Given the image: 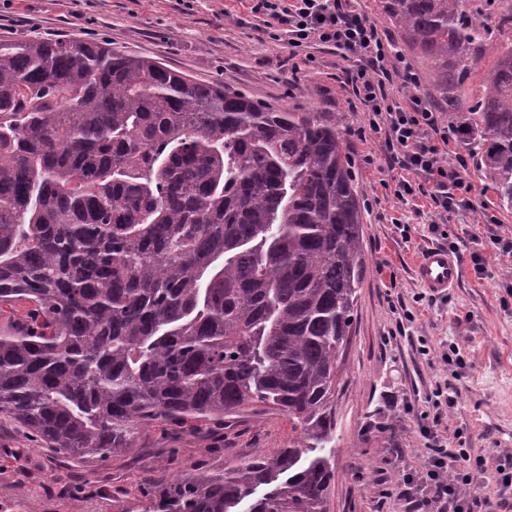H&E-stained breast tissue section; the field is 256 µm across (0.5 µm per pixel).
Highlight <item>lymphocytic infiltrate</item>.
I'll return each mask as SVG.
<instances>
[{"label": "lymphocytic infiltrate", "instance_id": "lymphocytic-infiltrate-1", "mask_svg": "<svg viewBox=\"0 0 512 512\" xmlns=\"http://www.w3.org/2000/svg\"><path fill=\"white\" fill-rule=\"evenodd\" d=\"M246 2L270 34H287L290 47L327 45L352 59L346 81L367 117L356 136L363 141L383 134V153L390 168L400 172L396 197L423 198L444 212L473 208L478 191L457 151L463 127L442 123L434 105L421 95L402 102L392 96L391 85L416 84V75L406 66L391 67L389 36L357 9L356 0ZM421 433L431 442L432 456L417 512H503L512 474L490 470L485 458H472L467 449L449 447L432 428Z\"/></svg>", "mask_w": 512, "mask_h": 512}]
</instances>
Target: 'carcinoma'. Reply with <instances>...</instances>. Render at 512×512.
Instances as JSON below:
<instances>
[{"instance_id":"obj_1","label":"carcinoma","mask_w":512,"mask_h":512,"mask_svg":"<svg viewBox=\"0 0 512 512\" xmlns=\"http://www.w3.org/2000/svg\"><path fill=\"white\" fill-rule=\"evenodd\" d=\"M496 0H384L512 208V52L466 106ZM362 211L336 119L81 40L0 39V415L83 460L166 421L288 416L286 448L144 512H325ZM262 496H256L258 488Z\"/></svg>"}]
</instances>
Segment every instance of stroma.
Returning <instances> with one entry per match:
<instances>
[{
    "instance_id": "stroma-1",
    "label": "stroma",
    "mask_w": 512,
    "mask_h": 512,
    "mask_svg": "<svg viewBox=\"0 0 512 512\" xmlns=\"http://www.w3.org/2000/svg\"><path fill=\"white\" fill-rule=\"evenodd\" d=\"M359 7L393 40L416 74L417 94L433 98L430 60L410 48L383 11V0ZM79 39L152 58L206 84L262 104L339 118L353 182L362 205L364 264L349 342L333 402L335 479L326 512H415L400 492L408 471H423L430 451L419 433L426 418L439 434L460 430L457 448L492 458L512 451V209L499 205L467 145L466 175L483 189L480 206L449 213L442 235L429 205L401 200L382 180L381 139L359 141L363 106L345 83L336 50L316 46L314 64L295 66L287 40L270 38L243 0H0V39ZM512 49L501 37L487 45L464 81L479 99L498 57ZM495 223H486V216ZM455 245L463 267L448 294L426 293L414 274L423 250ZM413 320H406V313ZM459 348L446 365L437 355ZM450 388L453 406L433 407L436 389ZM293 432L277 413L246 414L231 427L157 423L135 435L125 453L87 464L42 449L15 423L0 419V512H143L141 485L202 467L220 472L288 445Z\"/></svg>"
}]
</instances>
